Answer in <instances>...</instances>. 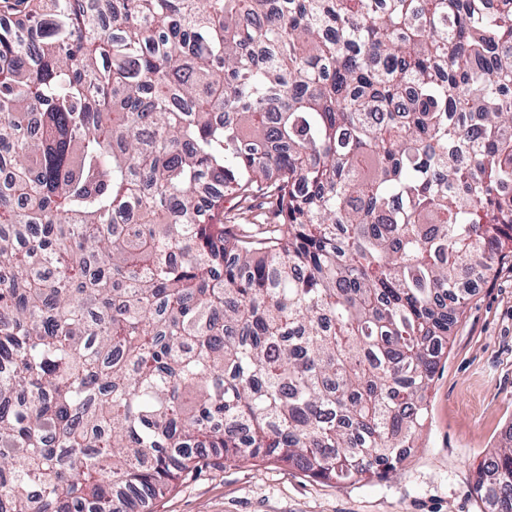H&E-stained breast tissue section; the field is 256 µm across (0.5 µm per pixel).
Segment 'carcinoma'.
Wrapping results in <instances>:
<instances>
[{"mask_svg":"<svg viewBox=\"0 0 512 512\" xmlns=\"http://www.w3.org/2000/svg\"><path fill=\"white\" fill-rule=\"evenodd\" d=\"M507 129L512 0H40L0 26V512L151 499L191 448L396 471L463 272L512 260ZM257 196L271 220L224 223ZM474 489L512 512V433Z\"/></svg>","mask_w":512,"mask_h":512,"instance_id":"obj_1","label":"carcinoma"}]
</instances>
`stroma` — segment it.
I'll use <instances>...</instances> for the list:
<instances>
[{"instance_id": "stroma-1", "label": "stroma", "mask_w": 512, "mask_h": 512, "mask_svg": "<svg viewBox=\"0 0 512 512\" xmlns=\"http://www.w3.org/2000/svg\"><path fill=\"white\" fill-rule=\"evenodd\" d=\"M470 280L419 446L396 473L336 483L274 457L248 459L194 470L137 512H484L476 474L512 429V264Z\"/></svg>"}]
</instances>
